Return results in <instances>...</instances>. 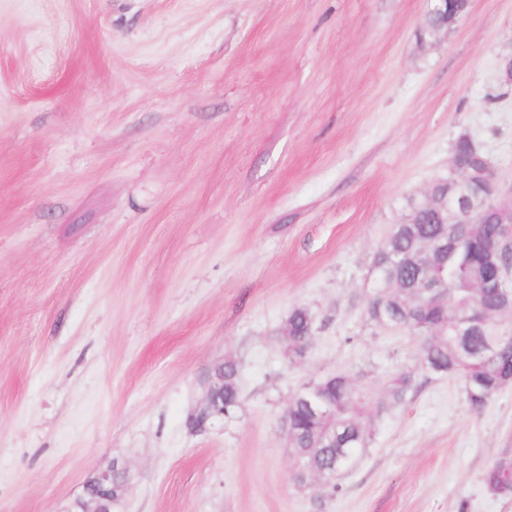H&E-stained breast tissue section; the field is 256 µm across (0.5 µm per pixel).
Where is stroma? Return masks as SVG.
Wrapping results in <instances>:
<instances>
[{"instance_id":"stroma-1","label":"stroma","mask_w":512,"mask_h":512,"mask_svg":"<svg viewBox=\"0 0 512 512\" xmlns=\"http://www.w3.org/2000/svg\"><path fill=\"white\" fill-rule=\"evenodd\" d=\"M0 0V512H512L482 475L512 385L460 380L364 313L373 257L468 135L512 183V0ZM309 308L307 359L282 325ZM240 401L200 432L209 370ZM403 404L337 492L292 480L283 413L346 373ZM224 363V367L220 366L218 369V375H224V394H220V400L224 399V408L216 409L213 407L209 400V396L205 397L202 406L195 412L193 417H197L200 420V424L197 429H203L206 425L215 419L223 418L224 411L227 415H230L238 407L240 392H239V367L237 362L232 358H225L224 362L215 364L209 376L213 374L216 367ZM208 376V377H209ZM125 470L127 468L116 462L112 466L93 472L85 481L82 491L83 510L84 512H107L103 509L99 500L98 492H107L112 496V476L116 471ZM87 499V500H86ZM106 510V511H104Z\"/></svg>"}]
</instances>
